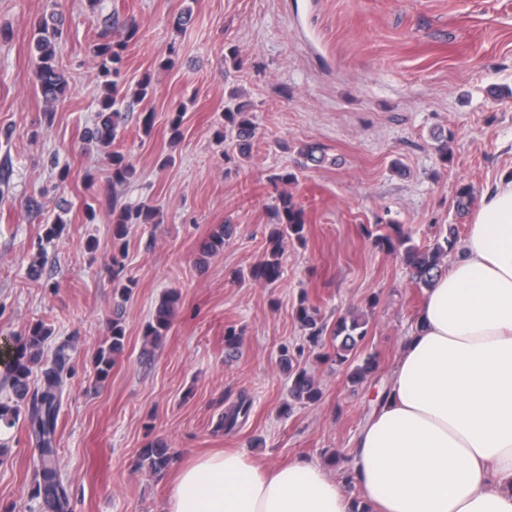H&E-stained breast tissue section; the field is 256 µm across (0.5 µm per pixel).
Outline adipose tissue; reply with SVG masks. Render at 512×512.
<instances>
[{"label":"adipose tissue","mask_w":512,"mask_h":512,"mask_svg":"<svg viewBox=\"0 0 512 512\" xmlns=\"http://www.w3.org/2000/svg\"><path fill=\"white\" fill-rule=\"evenodd\" d=\"M455 252L357 439L359 498L313 462L227 450L179 466L165 512H512V172Z\"/></svg>","instance_id":"1"}]
</instances>
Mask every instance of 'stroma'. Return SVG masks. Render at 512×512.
<instances>
[{
	"mask_svg": "<svg viewBox=\"0 0 512 512\" xmlns=\"http://www.w3.org/2000/svg\"><path fill=\"white\" fill-rule=\"evenodd\" d=\"M186 9L191 18L179 24ZM131 14L140 30L125 51L131 113L120 148L136 175L116 184L111 147L82 141L103 95L88 47L114 17ZM42 19L67 32L56 61L69 89L57 104L33 82V26ZM0 28L9 32L0 39V339L40 322L52 331L43 362L60 350L69 359L56 434L68 512H165L170 472L137 466L140 448L156 439L177 464L234 448L271 466L302 456L341 474L424 299L369 231L392 220L420 246L451 224L467 234L459 189L480 202L512 171V0H0ZM240 101L258 127L243 160L215 137ZM142 112L154 115L151 133L138 123ZM306 143L325 163L298 167ZM284 172L296 181L271 183ZM283 192L306 207V242L284 243L276 285L236 279L266 249ZM143 203L159 209L158 223L128 225L115 239L113 208ZM228 218L234 236L198 266L200 242ZM57 223L62 231L48 237ZM116 258L132 283L120 305ZM170 288L181 293L171 328L145 352L144 327ZM303 299L331 323L367 315L368 335L352 353L378 362L366 382L350 384L345 368L304 347L295 317ZM117 311L126 348L100 384L93 358ZM230 325L244 331L234 356L224 350ZM285 347L321 390L286 415ZM243 395L252 402L247 423L215 431ZM0 442L9 448L0 506L47 512L31 496L38 451L26 421Z\"/></svg>",
	"mask_w": 512,
	"mask_h": 512,
	"instance_id": "35a3bbf8",
	"label": "stroma"
}]
</instances>
